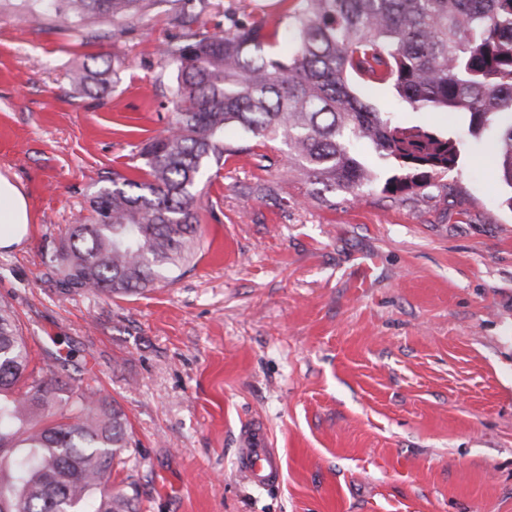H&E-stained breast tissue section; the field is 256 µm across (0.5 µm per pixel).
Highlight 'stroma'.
<instances>
[{
    "label": "stroma",
    "mask_w": 512,
    "mask_h": 512,
    "mask_svg": "<svg viewBox=\"0 0 512 512\" xmlns=\"http://www.w3.org/2000/svg\"><path fill=\"white\" fill-rule=\"evenodd\" d=\"M302 0H208L196 25L283 29ZM171 0L131 27H33L0 0V174L26 195V240L0 251V298L36 360L72 350L137 448L112 470L138 512H512V210L464 138L457 169L401 200L317 194L253 156L208 166L201 249L175 283L59 294L46 264L113 170L173 116ZM111 59L103 99L75 92ZM262 423L279 484L237 469Z\"/></svg>",
    "instance_id": "35a3bbf8"
}]
</instances>
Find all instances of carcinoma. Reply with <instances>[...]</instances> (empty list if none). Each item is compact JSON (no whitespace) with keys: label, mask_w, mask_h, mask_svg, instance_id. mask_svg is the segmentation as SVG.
I'll return each instance as SVG.
<instances>
[{"label":"carcinoma","mask_w":512,"mask_h":512,"mask_svg":"<svg viewBox=\"0 0 512 512\" xmlns=\"http://www.w3.org/2000/svg\"><path fill=\"white\" fill-rule=\"evenodd\" d=\"M153 0H21L36 27L128 26ZM181 35L161 59L177 70L170 127L139 148L141 175L114 170L90 202L88 223L69 227L48 276L65 295L141 294L185 274L199 250L195 188L203 163L221 168L250 146L224 143L235 125L258 145L284 142L268 166L301 170L321 192L371 188L364 155L388 166L382 192L413 195L456 169L462 140L406 125L352 83L393 89L413 112H454L475 139L491 138L499 178L512 188V0H303L287 24L288 53L270 51L261 21L200 32L183 0ZM77 70L76 91L99 94L114 73ZM68 361L33 365L8 301L0 299V512H137L135 497L108 489L114 461L137 447L126 413L108 404Z\"/></svg>","instance_id":"cac0c4a2"}]
</instances>
